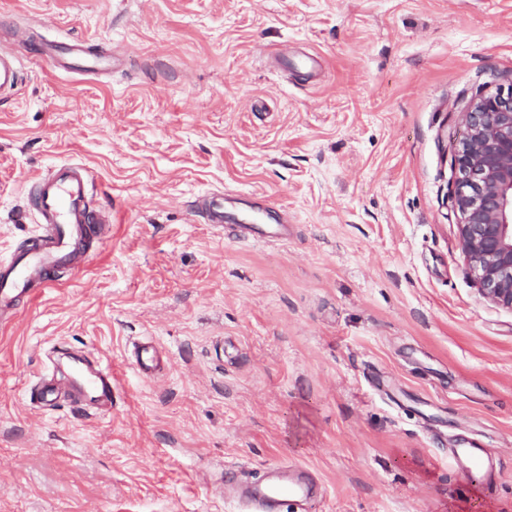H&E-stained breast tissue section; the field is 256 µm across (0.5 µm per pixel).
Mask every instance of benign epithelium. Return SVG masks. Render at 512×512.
Masks as SVG:
<instances>
[{"instance_id":"obj_1","label":"benign epithelium","mask_w":512,"mask_h":512,"mask_svg":"<svg viewBox=\"0 0 512 512\" xmlns=\"http://www.w3.org/2000/svg\"><path fill=\"white\" fill-rule=\"evenodd\" d=\"M451 157L461 250L489 303L512 311V84L477 93Z\"/></svg>"}]
</instances>
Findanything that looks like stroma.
<instances>
[{
    "instance_id": "35a3bbf8",
    "label": "stroma",
    "mask_w": 512,
    "mask_h": 512,
    "mask_svg": "<svg viewBox=\"0 0 512 512\" xmlns=\"http://www.w3.org/2000/svg\"><path fill=\"white\" fill-rule=\"evenodd\" d=\"M10 28L0 256L61 163L110 222L0 323V512H244L226 474L280 463L308 512H512V312L447 197L463 112L512 83V0H0ZM77 41L98 75L63 70ZM215 193L238 222L195 215ZM270 206L288 241L240 238ZM64 349L111 366V410L34 400ZM20 80L19 60L9 48L0 51V94L13 90ZM450 453L459 471L467 473L479 471L482 475H489L494 470L491 455L476 443H471L464 448H451Z\"/></svg>"
}]
</instances>
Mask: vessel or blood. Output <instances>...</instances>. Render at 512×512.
<instances>
[{
    "instance_id": "vessel-or-blood-1",
    "label": "vessel or blood",
    "mask_w": 512,
    "mask_h": 512,
    "mask_svg": "<svg viewBox=\"0 0 512 512\" xmlns=\"http://www.w3.org/2000/svg\"><path fill=\"white\" fill-rule=\"evenodd\" d=\"M20 80L19 60L15 52L0 50V94L13 90ZM89 173L79 163L56 166L49 176L37 183L33 205L41 223V230L28 249L0 260V315L11 312L16 302L30 297L34 285L48 288L51 275L57 268L70 267L81 271L88 259L80 247L87 236L89 225L99 223L103 213L93 209L88 201ZM195 211L205 223L220 227L226 219L223 199L207 196L198 200ZM242 235L257 241H284L288 238L286 224H244ZM78 394L75 404L89 403L99 410L112 407V371L87 356L73 358ZM451 457L462 472L477 471L488 475L494 470L491 455L478 444L455 448ZM309 489L297 480H258L252 483L246 502L253 512H276L278 504L307 497Z\"/></svg>"
}]
</instances>
